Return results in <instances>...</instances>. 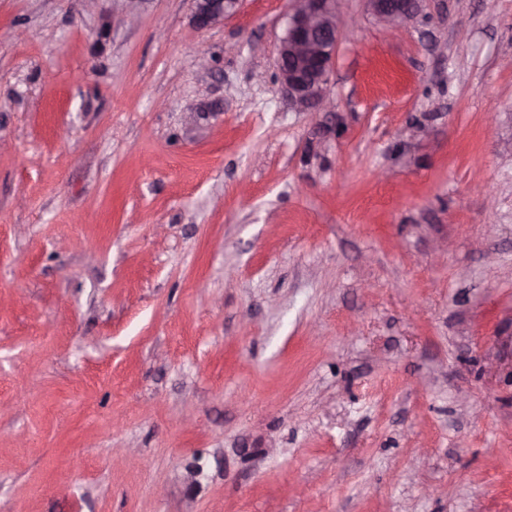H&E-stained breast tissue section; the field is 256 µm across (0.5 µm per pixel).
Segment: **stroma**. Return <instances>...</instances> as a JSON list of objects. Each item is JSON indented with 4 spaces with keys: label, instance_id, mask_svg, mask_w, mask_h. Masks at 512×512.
Here are the masks:
<instances>
[{
    "label": "stroma",
    "instance_id": "35a3bbf8",
    "mask_svg": "<svg viewBox=\"0 0 512 512\" xmlns=\"http://www.w3.org/2000/svg\"><path fill=\"white\" fill-rule=\"evenodd\" d=\"M287 11L0 0V512H512V0ZM242 0H194V18L202 27H208L234 14ZM277 47V80L299 111H331L330 74L342 31L337 0H291ZM423 0H367L371 14L393 33L418 15Z\"/></svg>",
    "mask_w": 512,
    "mask_h": 512
}]
</instances>
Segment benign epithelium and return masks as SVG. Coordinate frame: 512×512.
I'll list each match as a JSON object with an SVG mask.
<instances>
[{
  "instance_id": "benign-epithelium-1",
  "label": "benign epithelium",
  "mask_w": 512,
  "mask_h": 512,
  "mask_svg": "<svg viewBox=\"0 0 512 512\" xmlns=\"http://www.w3.org/2000/svg\"><path fill=\"white\" fill-rule=\"evenodd\" d=\"M422 0H367L371 14L393 33L418 15ZM241 0H194V18L208 27L234 14ZM342 31L338 0H291L277 47V80L300 111H330V74Z\"/></svg>"
}]
</instances>
